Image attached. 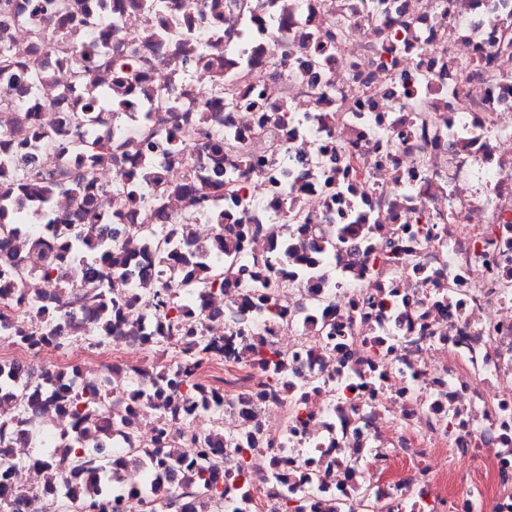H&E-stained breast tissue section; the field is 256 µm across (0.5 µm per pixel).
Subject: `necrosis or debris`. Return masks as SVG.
I'll use <instances>...</instances> for the list:
<instances>
[{"instance_id":"4bbe7bcc","label":"necrosis or debris","mask_w":512,"mask_h":512,"mask_svg":"<svg viewBox=\"0 0 512 512\" xmlns=\"http://www.w3.org/2000/svg\"><path fill=\"white\" fill-rule=\"evenodd\" d=\"M85 2L0 0L9 512H512V0ZM67 224L111 240L105 297ZM174 327L211 339L177 386Z\"/></svg>"}]
</instances>
